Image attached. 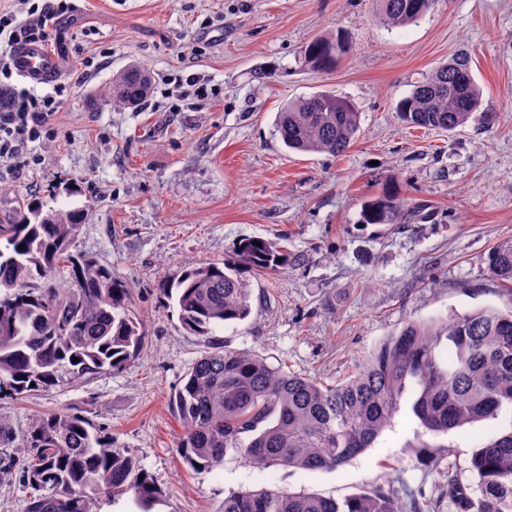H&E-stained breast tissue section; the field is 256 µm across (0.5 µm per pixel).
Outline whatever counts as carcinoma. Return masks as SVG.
Instances as JSON below:
<instances>
[{
	"label": "carcinoma",
	"mask_w": 512,
	"mask_h": 512,
	"mask_svg": "<svg viewBox=\"0 0 512 512\" xmlns=\"http://www.w3.org/2000/svg\"><path fill=\"white\" fill-rule=\"evenodd\" d=\"M432 0H373L388 27L418 23ZM347 52L327 33L301 51L302 63L336 69ZM152 76L139 64L112 75L104 96L114 107L140 104ZM396 111L412 126L454 131L484 111L470 60L460 55L413 85ZM283 145L295 152L341 155L360 128L349 101L319 92L284 104L276 115ZM0 224V396L49 392L103 370H119L142 353L146 333L131 310V286L112 269L69 253L85 223L83 209L55 210L38 222L29 215ZM409 204L390 195L361 205V224H403ZM260 242L256 246L253 241ZM288 255L276 244L241 240L234 257L188 267L161 288L184 329L208 338L226 322L250 313L251 277L276 271ZM488 273L512 286V240L483 258ZM71 264L74 284L55 277ZM78 358L75 363L72 358ZM414 416L425 431L446 434L488 419L507 425L473 451L468 470L481 496L448 475V497L458 512H512V310L480 308L446 319L410 320L383 340L347 380L324 385L268 364L248 352L213 351L196 361L171 405L183 427L178 454L194 469L213 468L228 451L258 466L309 472L336 470L371 447L391 426L407 387ZM0 471L19 473L29 490L25 512H93L100 493L132 491L150 512L162 489L126 448L96 431L88 419L62 409L37 419L14 443L0 421ZM222 512H399L394 496L363 492L339 502L286 490H244L224 498Z\"/></svg>",
	"instance_id": "carcinoma-1"
}]
</instances>
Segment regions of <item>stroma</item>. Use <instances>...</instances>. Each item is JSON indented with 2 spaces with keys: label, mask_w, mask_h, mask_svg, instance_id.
Segmentation results:
<instances>
[{
  "label": "stroma",
  "mask_w": 512,
  "mask_h": 512,
  "mask_svg": "<svg viewBox=\"0 0 512 512\" xmlns=\"http://www.w3.org/2000/svg\"><path fill=\"white\" fill-rule=\"evenodd\" d=\"M331 32L348 43L336 69L300 66L302 48ZM48 46L68 91L56 133L31 145L40 164L0 173V224L35 198L87 210L70 252L131 285L147 340L123 369L0 400L13 438L48 413L83 412L164 489L152 512H221L225 497L262 488L339 501L392 489L402 512L414 499L457 512L452 466L478 494L468 461L500 418L433 436L407 395L372 448L337 470L260 468L233 452L193 470L177 453L170 397L217 347L333 385L407 321L512 309L483 262L512 239V0H433L419 23L392 30L372 0H74ZM461 52L484 112L452 132L403 125L396 103ZM132 63L152 71L151 92L113 107L99 93ZM259 69L274 78L256 80ZM320 91L355 105L356 142L339 156L288 151L277 112ZM382 194L413 207L408 223L358 226L361 202ZM247 237L285 246L287 264L253 279L246 319L211 341L189 333L162 281L223 261Z\"/></svg>",
  "instance_id": "stroma-1"
}]
</instances>
